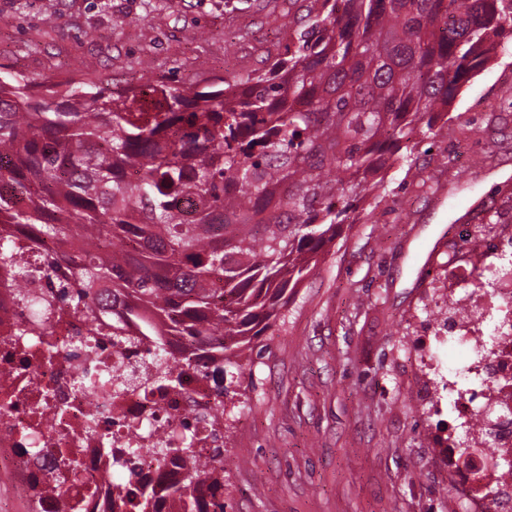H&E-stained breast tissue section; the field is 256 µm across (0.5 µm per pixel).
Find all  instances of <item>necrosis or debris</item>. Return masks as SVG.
Listing matches in <instances>:
<instances>
[{
  "mask_svg": "<svg viewBox=\"0 0 512 512\" xmlns=\"http://www.w3.org/2000/svg\"><path fill=\"white\" fill-rule=\"evenodd\" d=\"M498 241L464 232L474 263L448 261L442 306L452 318L434 339L429 404L447 415L433 442L440 466L470 498L473 512H512V225ZM179 391L158 389L164 367L145 344L89 335L69 304L47 289L25 288L0 266V463L29 512H138L141 484L174 486L191 460H206L224 433L211 383L199 372L209 355L167 339ZM195 456L179 450L183 435ZM167 445L165 460L155 448ZM63 455L79 465L58 472Z\"/></svg>",
  "mask_w": 512,
  "mask_h": 512,
  "instance_id": "1",
  "label": "necrosis or debris"
}]
</instances>
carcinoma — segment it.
<instances>
[{
  "label": "carcinoma",
  "instance_id": "cac0c4a2",
  "mask_svg": "<svg viewBox=\"0 0 512 512\" xmlns=\"http://www.w3.org/2000/svg\"><path fill=\"white\" fill-rule=\"evenodd\" d=\"M262 69L189 94L0 76V264L63 289L82 319L185 336L245 377L353 202L417 164L416 136L512 35V0H306ZM164 492L224 512V449Z\"/></svg>",
  "mask_w": 512,
  "mask_h": 512
}]
</instances>
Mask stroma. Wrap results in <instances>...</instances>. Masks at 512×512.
<instances>
[{
    "label": "stroma",
    "instance_id": "stroma-1",
    "mask_svg": "<svg viewBox=\"0 0 512 512\" xmlns=\"http://www.w3.org/2000/svg\"><path fill=\"white\" fill-rule=\"evenodd\" d=\"M291 0H0V74L193 92L262 68ZM53 24H46V17ZM319 255L224 411L227 512H467L439 467L420 361L461 226L512 186V38Z\"/></svg>",
    "mask_w": 512,
    "mask_h": 512
}]
</instances>
